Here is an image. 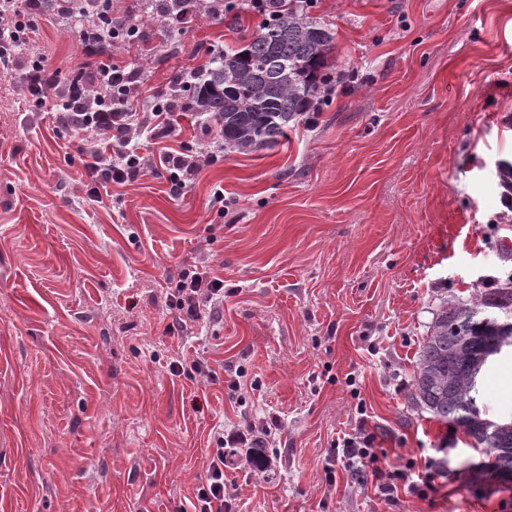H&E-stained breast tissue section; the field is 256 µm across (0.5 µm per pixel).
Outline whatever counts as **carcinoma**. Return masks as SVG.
Segmentation results:
<instances>
[{
    "instance_id": "carcinoma-1",
    "label": "carcinoma",
    "mask_w": 512,
    "mask_h": 512,
    "mask_svg": "<svg viewBox=\"0 0 512 512\" xmlns=\"http://www.w3.org/2000/svg\"><path fill=\"white\" fill-rule=\"evenodd\" d=\"M198 0H160L164 15L189 13ZM277 17L239 50L212 59L194 86L193 109L218 124L224 144L241 152L288 137L328 78L330 30L304 16L299 0H274ZM512 354V286L448 297L433 314L418 353L409 398L474 441L489 461L479 467L512 477V420L487 417L479 379L489 359Z\"/></svg>"
}]
</instances>
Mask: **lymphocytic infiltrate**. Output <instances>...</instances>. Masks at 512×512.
I'll return each instance as SVG.
<instances>
[{
    "instance_id": "1",
    "label": "lymphocytic infiltrate",
    "mask_w": 512,
    "mask_h": 512,
    "mask_svg": "<svg viewBox=\"0 0 512 512\" xmlns=\"http://www.w3.org/2000/svg\"><path fill=\"white\" fill-rule=\"evenodd\" d=\"M58 2L57 21L75 27L82 45L94 57L90 67L69 74L67 93L61 98V127L81 133L77 152L85 160L91 184L135 182L144 164L134 134L140 132L154 139L169 137L175 130L176 103L169 99L155 103L150 111L139 110V98L134 93L137 72L114 64L108 53L115 43H138L139 27L131 19L115 22L112 0H94L95 9L80 17L75 14L73 0ZM40 9L41 0H0V60L12 58L25 44ZM223 149V142L215 140L163 154L160 162L169 172L170 195H182L202 164ZM223 302V281L195 265L181 272L169 293V306L181 329L213 320ZM271 436L272 427L264 419L248 420L228 430L217 428L208 450L206 482L181 512H234L235 497L227 493L224 484V469L233 463L231 451L266 448ZM374 442V434L362 430L344 436L341 464L351 478L372 477L380 499L391 502L401 484L408 482L409 474L381 466Z\"/></svg>"
}]
</instances>
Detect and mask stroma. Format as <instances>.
Masks as SVG:
<instances>
[{"instance_id": "stroma-1", "label": "stroma", "mask_w": 512, "mask_h": 512, "mask_svg": "<svg viewBox=\"0 0 512 512\" xmlns=\"http://www.w3.org/2000/svg\"><path fill=\"white\" fill-rule=\"evenodd\" d=\"M148 49L115 45L145 95L240 47L262 23L207 10L180 28L112 0ZM335 36L333 83L273 148L223 158L169 194L160 155L218 139L189 112L140 150L137 181L89 195L80 135L34 109L25 64L84 60L43 18L0 72V512H179L206 479L214 426L277 416L261 472L224 481L236 512H512V482L461 430L409 399L440 302L512 284L496 218L512 161V0H314ZM223 203H216V192ZM197 264L224 282L207 336L171 329L167 291ZM208 358L217 378L171 373ZM240 390L230 386L236 368ZM493 417L512 415V361L489 367ZM375 434L381 463L429 475L420 498L377 496L339 469L335 440Z\"/></svg>"}]
</instances>
